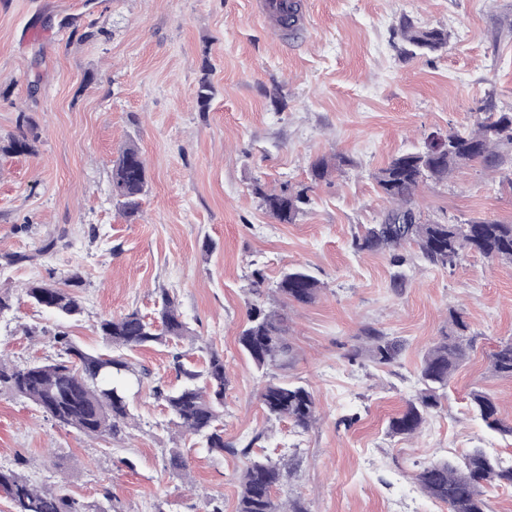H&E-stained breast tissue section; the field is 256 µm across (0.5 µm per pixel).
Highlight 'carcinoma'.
Wrapping results in <instances>:
<instances>
[{
	"instance_id": "carcinoma-1",
	"label": "carcinoma",
	"mask_w": 512,
	"mask_h": 512,
	"mask_svg": "<svg viewBox=\"0 0 512 512\" xmlns=\"http://www.w3.org/2000/svg\"><path fill=\"white\" fill-rule=\"evenodd\" d=\"M274 8L285 28L297 21L300 3L275 0ZM400 38L415 50L444 52L448 49V31L442 28L401 27ZM477 111L484 114L474 129H454L438 133L446 140L440 148L431 138L417 151L402 153L373 173L378 194L391 203L381 221L368 225L362 236L353 239L355 252H392L393 262H404L398 250L414 245L430 264L454 267L464 251L477 252L491 261L512 263V224L485 218H455L446 223L425 220L416 207L421 185L443 181L457 169L478 162L486 169L498 171L509 165L512 156L503 147L512 145V112L497 109L491 99L483 101ZM38 135L34 128L0 144V152L26 154ZM340 156H321L310 164V177L321 182L338 168ZM147 187V165L139 148L122 147L112 170V199L122 214L134 220L140 213L141 197ZM266 213L280 224H291L302 214L311 199L307 190L283 187L266 192L261 184L254 186ZM83 279L76 271H68L54 282H30L25 288L28 301L61 321L77 319L83 313L79 288ZM319 281L300 267L286 268L276 283L275 293L284 302L308 305L318 297ZM451 330L440 337L422 356L418 372V388L406 400L405 408L388 424L393 436L417 434L427 416L442 405L448 383L466 358L469 325L462 315L449 310ZM97 331L110 354L89 353L64 330L53 335L58 347L57 358L44 362L10 363L0 358V389L28 400L46 417L63 428H74L87 436L116 438L134 421L127 392L133 373L125 352L171 340H185L191 331L182 319L175 296L167 290L160 294L157 317L146 318L136 311L119 316H106ZM364 352L378 365L397 361L402 343L382 331L368 327L361 336ZM238 343L259 371L281 366L288 360L291 347L286 328L275 310L253 304L247 321L238 333ZM175 365L185 378L182 386L164 390L156 387L155 395L165 402L169 424L181 434L199 437L209 451L227 452L244 458L240 474V491L236 512H309L300 500L286 503L274 500V490L285 477L284 466L268 456L252 454L251 446L236 448L224 443L222 416L224 390L228 377L224 356L212 350L201 371H191L173 356ZM493 373L512 377V341L502 343L492 352ZM473 410L494 430L512 433V424L499 417L497 404L481 390H472ZM260 401L270 418L288 419L302 431L310 430L317 421V404L305 386L269 381L260 392ZM415 479L430 498L448 506V512H490L486 492L501 486H512V465L474 448L462 460H437L425 465ZM0 491L9 499L11 512H90L61 489L37 487L20 472L0 469Z\"/></svg>"
}]
</instances>
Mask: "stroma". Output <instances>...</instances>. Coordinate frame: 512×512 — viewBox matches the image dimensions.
<instances>
[{
	"label": "stroma",
	"instance_id": "1",
	"mask_svg": "<svg viewBox=\"0 0 512 512\" xmlns=\"http://www.w3.org/2000/svg\"><path fill=\"white\" fill-rule=\"evenodd\" d=\"M296 28L283 29L267 0H0V137L23 122L38 134L32 152H0V286L80 271L84 312L60 323L26 299L0 316V354L17 363L57 356L65 327L84 349L103 350L101 317L153 315L174 293L195 341L128 353L134 426L124 439L62 428L32 403L0 391V468L33 484L117 512H202L206 498L235 512L243 460L208 451L168 429L154 389L179 385L172 355L201 368L207 349L224 356V440L288 464L278 501L302 496L310 512H448L415 475L438 459L481 448L512 464V435L471 410L479 389L512 423V377L489 357L512 339V265L469 252L452 268L405 248L355 252L352 238L388 209L371 175L432 132L470 127L494 97L512 110V0H300ZM448 30V49L412 56L402 22ZM209 73L214 97L200 108ZM136 144L147 163L141 212L127 222L112 199V162ZM346 162L310 184L319 156ZM308 187L311 204L292 224L263 209L254 184ZM423 218L512 222V187L471 164L417 196ZM51 251H44L46 242ZM23 262L9 263V256ZM320 282L315 303L284 304L273 287L284 267ZM262 270L263 304L287 318L291 353L277 381L309 387L318 423L301 431L269 418L258 393L266 378L237 335ZM403 286L393 289L394 276ZM461 311L474 335L467 360L421 434L389 436L390 417L417 388L424 351ZM400 340L382 366L354 356L363 328ZM186 476L167 466L171 449Z\"/></svg>",
	"mask_w": 512,
	"mask_h": 512
}]
</instances>
